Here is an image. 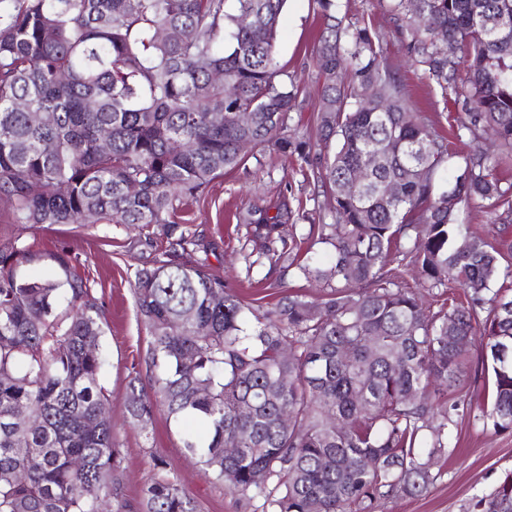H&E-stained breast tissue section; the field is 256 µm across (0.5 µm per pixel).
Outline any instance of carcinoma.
<instances>
[{"label": "carcinoma", "mask_w": 512, "mask_h": 512, "mask_svg": "<svg viewBox=\"0 0 512 512\" xmlns=\"http://www.w3.org/2000/svg\"><path fill=\"white\" fill-rule=\"evenodd\" d=\"M17 2L0 13V198L11 223L156 225L165 239L134 281L153 369L151 390L128 382L135 425L148 430L159 410L204 424L206 438L186 433L183 448L228 492L262 498V512H373L432 483L469 396L467 345L448 337L479 330L483 424L512 431V295L500 285L512 264L459 223L489 200L494 222L512 225V184L499 177L512 167V0H390L411 65L443 100L465 104L457 129L494 137V153L457 156L451 180L448 141L409 102L368 26L316 0L315 122L327 148L316 174L335 223L309 226L320 261L282 234L289 214L246 220L260 243L242 253L246 272L262 257L286 261L315 288L261 310L193 259L198 240L177 212L240 165L241 139L288 146L295 96L276 57L287 0ZM165 30L178 36L159 39ZM450 42L462 56H448ZM239 112L252 113L249 127ZM372 155L369 178L342 192ZM41 258L17 239L0 244V512H123L100 383L102 305L62 254L52 255L61 281L20 273ZM451 284L464 301L441 302ZM63 300L68 314L57 312ZM156 467L144 512H198ZM483 512H512L511 473Z\"/></svg>", "instance_id": "carcinoma-1"}]
</instances>
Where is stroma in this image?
Masks as SVG:
<instances>
[{"mask_svg":"<svg viewBox=\"0 0 512 512\" xmlns=\"http://www.w3.org/2000/svg\"><path fill=\"white\" fill-rule=\"evenodd\" d=\"M348 21L368 25L406 93L425 113L440 135L450 133L448 118L464 112L463 102L442 103L437 90L407 64V39L400 22L385 0H337ZM322 20L315 0H287L277 35V59L295 85V107L287 133L292 142L287 151L256 148L244 163L214 179L196 199L185 203L180 220L200 240L196 259L224 276L236 294L247 303L272 304L279 297L308 291L300 278L246 273L238 258L248 243L241 216L256 207L275 215L288 205L291 218L285 230L306 236L310 225L333 223L332 194L313 174L312 164L298 154L296 143H305L319 153L314 116L320 107V81L316 47ZM8 206L0 202V243L20 239L41 253V261L25 267L35 278L59 279L63 272L52 256L66 252L72 273L89 278L96 296L105 306L107 324L100 338L108 363L102 384L108 394L112 440L120 450L119 479L124 512H141L144 488L151 482L157 461H164L183 491L193 498L200 512H262L260 499H246L225 490L187 457L182 437L186 423L157 414L149 430L134 426L125 408L126 387L131 377L151 385L152 373L144 362L150 336L136 314L132 284L135 274L151 266L154 248L145 244L152 231L126 224H44L31 228L5 223ZM483 338L473 336L463 382L470 389L472 406L459 418L454 432L456 446L438 457L428 490L415 497L390 496L378 502L375 512H477L476 503L488 494L507 471H512V432L484 427L481 364Z\"/></svg>","mask_w":512,"mask_h":512,"instance_id":"obj_1","label":"stroma"}]
</instances>
